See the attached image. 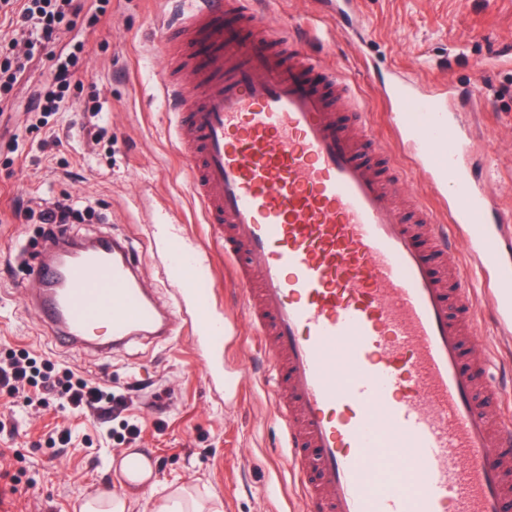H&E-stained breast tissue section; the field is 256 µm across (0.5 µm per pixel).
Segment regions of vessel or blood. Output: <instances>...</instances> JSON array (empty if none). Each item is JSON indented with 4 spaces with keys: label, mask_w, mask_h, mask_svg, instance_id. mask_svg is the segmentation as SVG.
Instances as JSON below:
<instances>
[{
    "label": "vessel or blood",
    "mask_w": 512,
    "mask_h": 512,
    "mask_svg": "<svg viewBox=\"0 0 512 512\" xmlns=\"http://www.w3.org/2000/svg\"><path fill=\"white\" fill-rule=\"evenodd\" d=\"M180 24L217 45L192 94L168 91L189 188L221 235L265 338L279 384L283 446L303 473L306 512H503L512 472V421L492 419L500 390L487 363L465 366L477 305L444 288L431 262L464 240L492 276L498 324L512 329V259L480 183L461 161L452 90L396 80L383 89L394 127L438 208L394 206L391 165H370L364 121L340 122L348 85L305 52L300 38L260 22L246 0H188ZM447 212L457 233L438 227ZM158 244L199 350L224 348L203 251L169 217ZM46 245L37 287L24 300L64 347L120 351L166 340L177 314L148 288L125 235L112 232L60 260ZM396 467L375 479L380 449Z\"/></svg>",
    "instance_id": "vessel-or-blood-1"
}]
</instances>
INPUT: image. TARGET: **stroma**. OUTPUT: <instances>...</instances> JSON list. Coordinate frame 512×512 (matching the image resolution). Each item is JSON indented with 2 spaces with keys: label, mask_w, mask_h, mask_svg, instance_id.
<instances>
[{
  "label": "stroma",
  "mask_w": 512,
  "mask_h": 512,
  "mask_svg": "<svg viewBox=\"0 0 512 512\" xmlns=\"http://www.w3.org/2000/svg\"><path fill=\"white\" fill-rule=\"evenodd\" d=\"M257 9L279 29L309 31L311 54L364 102L368 132L393 152L414 198L432 193L397 150L381 86L398 76L453 86V112L480 143L464 161L512 211V0H347V16L337 21L314 0H260ZM108 10V24L94 32L84 17L64 21L61 45L83 50L64 105L45 125L30 130L25 119L34 93L53 80L54 49L36 57L11 92L9 130L0 131V357L32 350L126 397L123 417L140 429L135 445L158 463L151 493L131 499L129 512H152L178 486L205 512H303L299 468L278 446L272 369L233 269L190 192L189 162L174 145L162 77L170 56L186 50L170 42L169 5L110 0ZM98 103L102 111L91 116ZM94 126L102 130L96 146L88 136ZM20 189L36 212L63 194L93 210L92 220L66 226V236H128L149 288L167 304L176 303V286L160 271L148 227L156 213L174 210L213 268L219 313L230 329L216 375H207L182 322L166 341L141 340L115 353L56 346L23 300L39 279L42 246L37 219L11 216ZM483 354L494 357L495 375L512 374V341L484 309L467 357ZM4 412L15 428L0 431V512H76L87 495L121 493L112 463L122 447L109 440L102 419L53 406L36 411L23 398L0 395ZM61 425L70 428L73 448L52 446Z\"/></svg>",
  "instance_id": "obj_1"
}]
</instances>
